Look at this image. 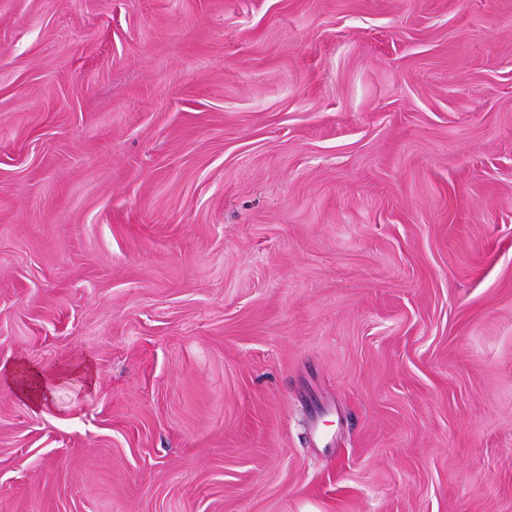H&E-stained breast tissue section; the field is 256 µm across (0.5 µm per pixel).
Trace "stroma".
<instances>
[{
    "label": "stroma",
    "instance_id": "1",
    "mask_svg": "<svg viewBox=\"0 0 512 512\" xmlns=\"http://www.w3.org/2000/svg\"><path fill=\"white\" fill-rule=\"evenodd\" d=\"M0 512H512V0H0ZM59 378H76L83 384L95 383V371L88 359H67L50 369H44L16 361L0 366V384L10 387L21 399L34 408H42L48 402V381Z\"/></svg>",
    "mask_w": 512,
    "mask_h": 512
}]
</instances>
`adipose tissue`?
I'll use <instances>...</instances> for the list:
<instances>
[{
	"mask_svg": "<svg viewBox=\"0 0 512 512\" xmlns=\"http://www.w3.org/2000/svg\"><path fill=\"white\" fill-rule=\"evenodd\" d=\"M76 378L85 385H93L95 371L86 359H67L44 369L24 361L0 366V384L10 387L32 407H44L48 401V382L52 379Z\"/></svg>",
	"mask_w": 512,
	"mask_h": 512,
	"instance_id": "1",
	"label": "adipose tissue"
}]
</instances>
